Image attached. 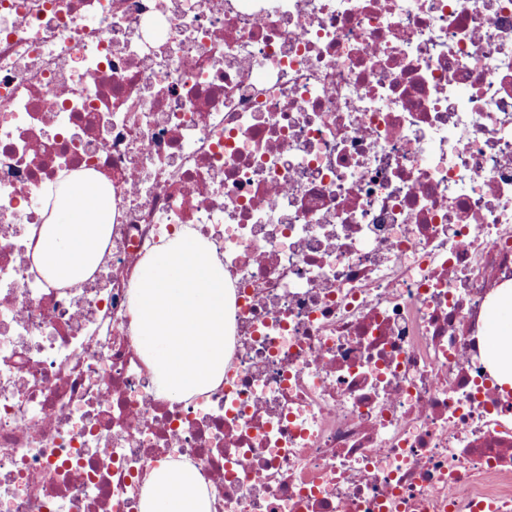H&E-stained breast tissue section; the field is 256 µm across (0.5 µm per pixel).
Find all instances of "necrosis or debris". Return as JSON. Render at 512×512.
Segmentation results:
<instances>
[{
	"mask_svg": "<svg viewBox=\"0 0 512 512\" xmlns=\"http://www.w3.org/2000/svg\"><path fill=\"white\" fill-rule=\"evenodd\" d=\"M102 177L100 270L38 269L45 189ZM198 232L224 379L156 396L138 266ZM512 0H0V512H512ZM484 353L499 386L512 388V286L499 288L485 313ZM210 495L194 465L163 463L151 472L142 512H210Z\"/></svg>",
	"mask_w": 512,
	"mask_h": 512,
	"instance_id": "necrosis-or-debris-1",
	"label": "necrosis or debris"
}]
</instances>
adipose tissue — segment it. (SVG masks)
Instances as JSON below:
<instances>
[{"label": "adipose tissue", "instance_id": "obj_1", "mask_svg": "<svg viewBox=\"0 0 512 512\" xmlns=\"http://www.w3.org/2000/svg\"><path fill=\"white\" fill-rule=\"evenodd\" d=\"M98 175L68 177L42 225L34 258L55 283L77 285L99 267L112 227ZM484 353L499 386L512 388V286L498 289L485 313ZM142 512H210V491L194 465L164 463L151 472Z\"/></svg>", "mask_w": 512, "mask_h": 512}]
</instances>
